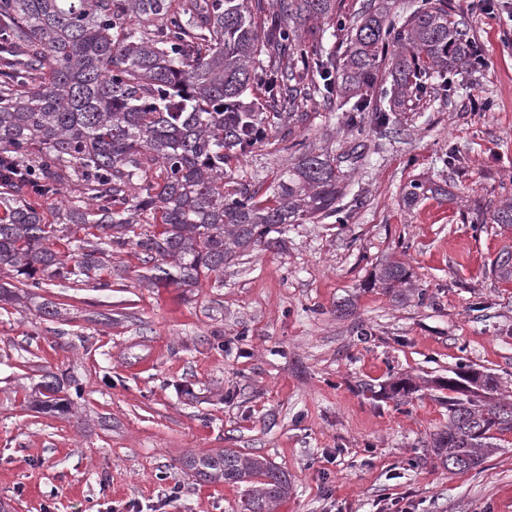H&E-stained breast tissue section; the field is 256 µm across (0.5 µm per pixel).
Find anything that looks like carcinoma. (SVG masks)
<instances>
[{
    "label": "carcinoma",
    "instance_id": "cac0c4a2",
    "mask_svg": "<svg viewBox=\"0 0 512 512\" xmlns=\"http://www.w3.org/2000/svg\"><path fill=\"white\" fill-rule=\"evenodd\" d=\"M274 7L288 24L266 20L260 33L249 0H0V271L31 289L52 278L107 288L112 247L131 243L153 262L152 284L193 287L246 251L280 244L271 234L286 226L336 212L341 175L325 152L301 153L274 186L224 194V164L266 135L259 107L240 101L253 83L292 121L317 97L333 109L338 92L365 110L386 56L393 108L429 71L470 66L472 43L441 8L421 5L398 27L381 5L355 23L340 58L321 60L303 31L335 18L336 0ZM72 183L80 199L57 207L53 224L23 196ZM143 214L160 230L129 238ZM493 221L512 226L511 197ZM86 228L94 240H77L69 257L57 249ZM492 272L512 282L511 249ZM372 285L396 299L413 292L398 261L382 264ZM74 383L45 372L34 405L72 414L61 393ZM498 387L490 373L479 396L447 384L448 426L431 445L444 468H476L496 435L512 432V402L495 398ZM187 466L210 482L263 478L241 512H276L288 495L287 476L265 458L224 450Z\"/></svg>",
    "mask_w": 512,
    "mask_h": 512
}]
</instances>
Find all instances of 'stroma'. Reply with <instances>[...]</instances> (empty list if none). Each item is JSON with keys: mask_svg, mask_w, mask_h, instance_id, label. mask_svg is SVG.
Here are the masks:
<instances>
[{"mask_svg": "<svg viewBox=\"0 0 512 512\" xmlns=\"http://www.w3.org/2000/svg\"><path fill=\"white\" fill-rule=\"evenodd\" d=\"M485 56L432 74L408 109L353 126L349 106L304 103L284 122L255 89L268 137L224 170L226 190L277 181L292 143L328 150L344 178L335 215L289 225L198 287H156L134 247L114 251L107 288L56 279L32 304L0 306V506L5 512H240L256 482L210 483L185 465L225 449L261 456L290 491L277 512H512V432L476 469L432 455L448 423L441 384L458 366L512 392V283L490 264L512 246L495 224L512 196V0H427ZM374 0H341L312 23L324 51ZM429 188L406 200L411 183ZM404 262L422 297L370 287ZM348 306L349 315L338 312ZM79 387L76 413L28 400L45 371ZM408 378L417 390L384 395Z\"/></svg>", "mask_w": 512, "mask_h": 512, "instance_id": "1", "label": "stroma"}]
</instances>
